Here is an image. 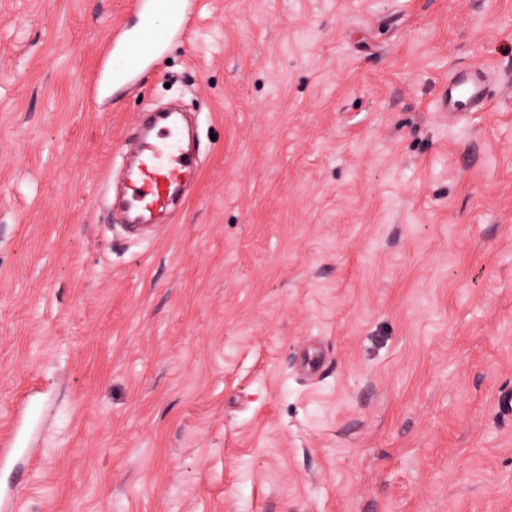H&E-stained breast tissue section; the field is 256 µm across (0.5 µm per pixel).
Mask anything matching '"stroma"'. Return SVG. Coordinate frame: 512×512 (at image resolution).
I'll return each instance as SVG.
<instances>
[{
  "label": "stroma",
  "mask_w": 512,
  "mask_h": 512,
  "mask_svg": "<svg viewBox=\"0 0 512 512\" xmlns=\"http://www.w3.org/2000/svg\"><path fill=\"white\" fill-rule=\"evenodd\" d=\"M136 0H0V427L16 512H512V0H201L90 96ZM485 67V111L437 100ZM202 165L108 208L140 112Z\"/></svg>",
  "instance_id": "obj_1"
}]
</instances>
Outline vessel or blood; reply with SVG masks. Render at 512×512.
<instances>
[{
	"instance_id": "obj_1",
	"label": "vessel or blood",
	"mask_w": 512,
	"mask_h": 512,
	"mask_svg": "<svg viewBox=\"0 0 512 512\" xmlns=\"http://www.w3.org/2000/svg\"><path fill=\"white\" fill-rule=\"evenodd\" d=\"M136 12L135 26L114 33L99 86L131 85L133 75L152 63L169 40L186 33L192 9L190 0H137ZM489 101L485 69L462 66L449 72L438 108L448 116H466L484 111ZM136 160L122 196L126 222L133 226L153 224L199 174L195 153L183 147L176 113H150L137 137Z\"/></svg>"
}]
</instances>
